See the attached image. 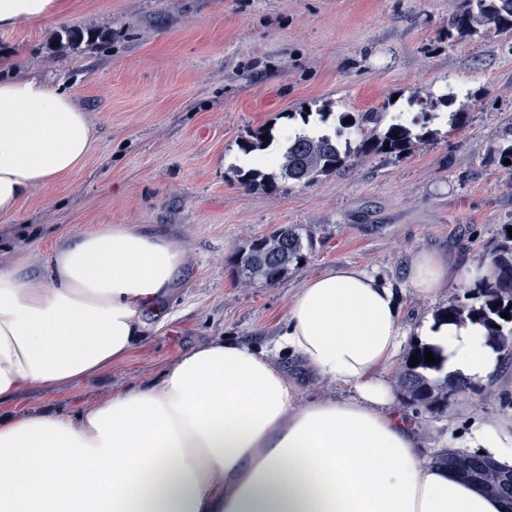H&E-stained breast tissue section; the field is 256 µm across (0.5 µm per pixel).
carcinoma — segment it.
<instances>
[{
  "label": "carcinoma",
  "instance_id": "cac0c4a2",
  "mask_svg": "<svg viewBox=\"0 0 512 512\" xmlns=\"http://www.w3.org/2000/svg\"><path fill=\"white\" fill-rule=\"evenodd\" d=\"M492 30L498 34H512V0H460L458 9L448 23V36L472 38ZM354 130L360 135L355 150L341 149L339 137ZM265 131H248L241 141L246 152L261 150L266 144L262 139ZM426 134L399 124L383 125L381 112H341L337 116L336 136L312 137L297 135L288 138V147L279 164V175L265 174L251 169L240 175V182L248 188L273 192L277 188L276 177L292 180L303 186L312 185L351 165L372 156L402 157L411 154ZM511 163L504 164V159ZM492 159L505 173L512 176V124L492 148ZM304 238L300 228L282 226L268 235L253 239L244 250L237 253L235 265L244 285L281 281L291 266L305 258ZM478 302L467 304L453 302L440 311L451 319L471 318L481 321L495 336L504 352L512 356V237L501 240L490 258V275L477 287ZM509 313V318L501 317ZM425 348L416 345L409 356L418 357L414 366H405L398 384L408 402L415 407L441 411L451 401L466 397L470 385L448 380L433 381L426 371L432 365L425 363ZM437 462L450 463L457 476L477 482L490 495L512 505V470L499 469L490 460L480 456H454L447 453L438 456Z\"/></svg>",
  "mask_w": 512,
  "mask_h": 512
}]
</instances>
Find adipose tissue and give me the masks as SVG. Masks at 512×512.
<instances>
[{"instance_id": "adipose-tissue-1", "label": "adipose tissue", "mask_w": 512, "mask_h": 512, "mask_svg": "<svg viewBox=\"0 0 512 512\" xmlns=\"http://www.w3.org/2000/svg\"><path fill=\"white\" fill-rule=\"evenodd\" d=\"M60 11L61 0H0V27ZM91 145L63 90L0 82V217L68 177ZM180 265L165 237L99 224L55 249L42 287L0 266V402L125 359ZM486 272L436 251L413 254L399 279L338 265L302 283L272 346L218 338L89 410L0 417V512H505L428 458L385 377L411 339L434 353L431 378L495 377L502 354L482 323L428 315L409 327L400 305L403 290L432 298ZM284 357L342 395L301 401ZM445 443L512 469V417L474 420Z\"/></svg>"}]
</instances>
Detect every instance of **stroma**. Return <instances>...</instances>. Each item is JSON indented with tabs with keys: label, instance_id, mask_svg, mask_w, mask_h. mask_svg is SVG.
<instances>
[{
	"label": "stroma",
	"instance_id": "stroma-1",
	"mask_svg": "<svg viewBox=\"0 0 512 512\" xmlns=\"http://www.w3.org/2000/svg\"><path fill=\"white\" fill-rule=\"evenodd\" d=\"M62 14L0 27V79L61 87L87 113L94 146L64 181L35 188L0 218V266L45 284L62 242L95 224H137L182 256L171 288L146 308L130 356L70 389L30 386L13 413L76 414L156 380L213 338L272 343L301 284L339 264L400 274L421 250L488 260L512 226V180L488 161L512 124V38L452 43L459 0H65ZM92 45L59 49L74 28ZM467 115L444 118L454 94ZM333 131L340 112L425 124L404 159L376 156L303 187L251 190L240 143L265 129L281 150L292 113ZM283 225L309 230L303 264L274 285L239 283L233 260ZM512 416V359L495 384L444 411L413 410L429 456L474 415Z\"/></svg>",
	"mask_w": 512,
	"mask_h": 512
}]
</instances>
